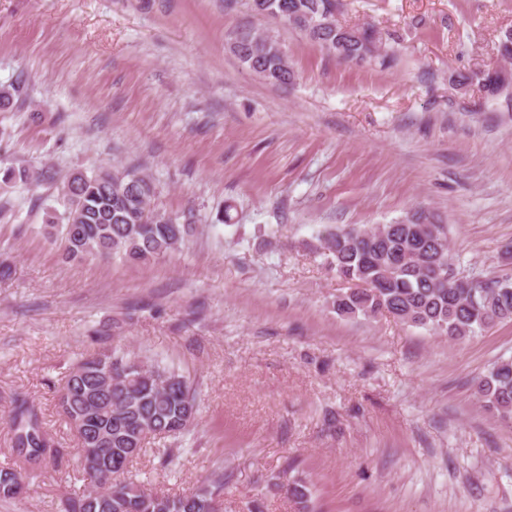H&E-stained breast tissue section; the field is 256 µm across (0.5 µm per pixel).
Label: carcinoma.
I'll use <instances>...</instances> for the list:
<instances>
[{
	"instance_id": "obj_1",
	"label": "carcinoma",
	"mask_w": 512,
	"mask_h": 512,
	"mask_svg": "<svg viewBox=\"0 0 512 512\" xmlns=\"http://www.w3.org/2000/svg\"><path fill=\"white\" fill-rule=\"evenodd\" d=\"M251 8L305 32L343 60H389L386 39L372 27H340L335 16L339 0H250ZM247 41L234 40V52L255 72L286 83L278 43L242 31ZM478 81L491 96L499 82L490 71L458 73L451 81L467 87ZM69 201L66 223L51 225L50 238L63 246L66 258L119 256L149 262L177 249L192 226L149 208L152 183L134 172L78 173L66 179ZM385 224L375 228H342L330 235V265L349 282L360 284L336 296L343 317L388 313L414 326L464 340L496 324L512 320V278L481 279L463 274L448 245L447 227L430 222ZM476 394L502 417L512 418V358L500 359L479 378ZM59 405L75 427L82 448L101 453L81 461L84 488L60 501V512H223L224 482L214 481L189 494L154 492L121 478L144 449L142 433L156 430L165 437L188 430L196 414L195 390L175 369L150 367L118 349L81 360L63 385ZM10 450L25 466L21 473L1 467L0 476L30 485L51 461L62 455L45 430L35 406L16 394L7 412ZM289 495L308 510L310 490L301 480L288 485Z\"/></svg>"
}]
</instances>
